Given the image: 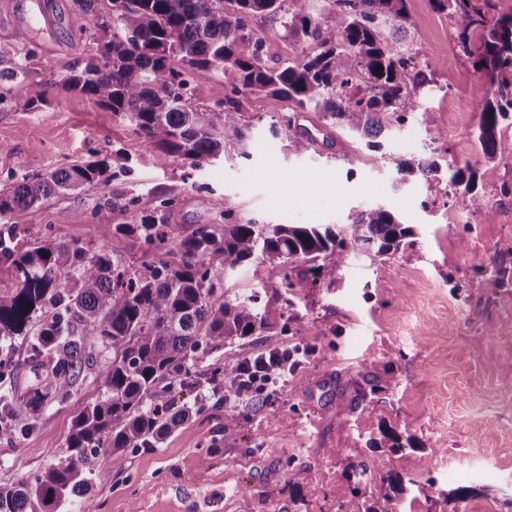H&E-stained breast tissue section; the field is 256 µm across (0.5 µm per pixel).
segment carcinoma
I'll use <instances>...</instances> for the list:
<instances>
[{"label":"carcinoma","mask_w":512,"mask_h":512,"mask_svg":"<svg viewBox=\"0 0 512 512\" xmlns=\"http://www.w3.org/2000/svg\"><path fill=\"white\" fill-rule=\"evenodd\" d=\"M310 0H74L93 18L101 36L83 66L62 87L90 96L126 120L145 143L194 167L244 145L242 99L272 95L291 112L312 109L328 126L348 133L360 146L380 154L398 180L420 175L429 188L470 209L484 199L476 193L479 170L451 160L383 154L382 140L412 117L425 124L432 142L445 136L422 105L432 82L417 69L415 57L395 48L406 34V0H324L315 15ZM451 21L454 48L472 61L487 81L475 86L482 103L476 132L484 155L496 156L500 124H512V14H494L491 0H429ZM267 21L286 25L288 38L314 42L319 51L271 65L263 51ZM232 71L239 84L214 112L193 106L192 82ZM420 90L409 97L408 87ZM28 104L45 102V85H21ZM106 158L24 177L0 191V216H16L52 195H65L109 179ZM170 201L142 214L132 204L113 207L123 221L112 233L154 246L164 256L131 270L100 244L25 241L15 224L0 225V267L14 282L0 286V341L30 337L34 381L23 393L11 392L16 365L0 346V425L20 414H34L96 362L86 343L112 349L102 365L104 390L74 421L67 452L35 482L0 487V512H54L68 496L83 498L82 512H93L92 489L104 477L98 449L119 453L155 448L191 416L173 399L154 403L156 386L169 381L192 389L200 384L190 362L204 346L261 336L285 316L283 304L260 303L256 293L217 294L224 270L272 264L294 271L330 258L334 276L353 248L384 257L399 250L411 227L393 212L373 207L355 215L343 238L321 224H203L188 235L168 238ZM56 312L35 334L30 327L46 307Z\"/></svg>","instance_id":"1"}]
</instances>
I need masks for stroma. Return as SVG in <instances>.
<instances>
[{"instance_id": "35a3bbf8", "label": "stroma", "mask_w": 512, "mask_h": 512, "mask_svg": "<svg viewBox=\"0 0 512 512\" xmlns=\"http://www.w3.org/2000/svg\"><path fill=\"white\" fill-rule=\"evenodd\" d=\"M410 16L400 47L419 54L440 89L434 118L447 133L432 143L423 127L396 136L385 151L435 155L477 165L487 207L462 208L435 194L425 179L398 182L392 169L359 157L349 136L319 152L293 154L288 134H272L287 113L284 101L252 95L243 102L249 124L247 155L229 149L200 168L149 147L132 126L60 81L96 48L91 15L73 0H0V190L82 159L120 152L126 161L108 182L55 195L19 215L31 242L105 244L122 262L140 266L159 253L129 238L104 236L120 223L113 202L156 211L173 203L176 231L220 224L225 213L241 222L324 224L342 230L375 206L412 225L413 236L387 258L359 251L337 277L298 275L263 264L222 274L228 294L260 289L268 299L292 301L289 319L264 336L224 342L198 352V372L216 373L180 394L193 415L158 447L113 457L102 449L104 480L92 490L96 512H342L345 502H374L377 465L399 473L404 490L394 512H512V255L496 248L512 241V125L498 129L497 153L487 160L474 141L481 81L452 49L453 29L428 0H407ZM28 29V41L16 32ZM47 84L45 103L27 106L19 84ZM344 152H337V145ZM67 222H59L60 212ZM504 283L489 291L490 273ZM303 349L281 390L249 404L226 398L224 365L266 346ZM103 391L98 366L37 414H22L0 430V485L31 480L64 456L76 417ZM236 409L234 425L224 415ZM395 431L411 447L393 450ZM367 466L348 478L347 465ZM308 469L292 488L293 468ZM460 486L475 490L452 504Z\"/></svg>"}]
</instances>
